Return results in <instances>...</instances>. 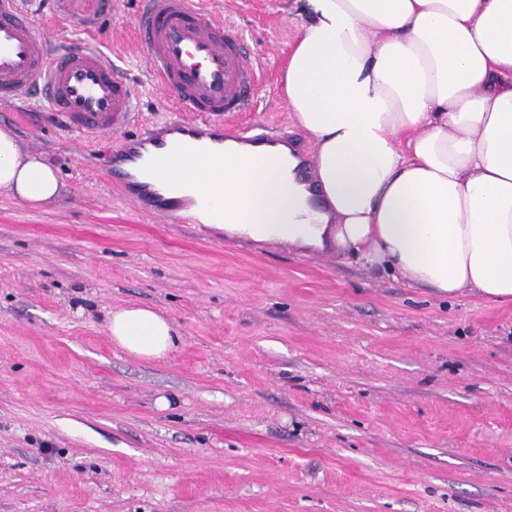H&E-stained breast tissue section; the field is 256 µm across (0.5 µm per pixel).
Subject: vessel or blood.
<instances>
[{
	"label": "vessel or blood",
	"instance_id": "b4317fda",
	"mask_svg": "<svg viewBox=\"0 0 512 512\" xmlns=\"http://www.w3.org/2000/svg\"><path fill=\"white\" fill-rule=\"evenodd\" d=\"M137 29L146 68L174 92L172 117L112 148L110 176L120 195L167 224L202 223L201 201L151 179L150 160L171 153L203 157L220 176L224 120L257 108L259 77L239 27L208 0H145ZM24 101L78 137H109L136 122L139 97L110 54L51 46L33 27L25 0H0V102ZM246 144H285L288 132L239 131Z\"/></svg>",
	"mask_w": 512,
	"mask_h": 512
}]
</instances>
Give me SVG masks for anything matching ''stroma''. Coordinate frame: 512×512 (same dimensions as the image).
Instances as JSON below:
<instances>
[{
  "instance_id": "35a3bbf8",
  "label": "stroma",
  "mask_w": 512,
  "mask_h": 512,
  "mask_svg": "<svg viewBox=\"0 0 512 512\" xmlns=\"http://www.w3.org/2000/svg\"><path fill=\"white\" fill-rule=\"evenodd\" d=\"M35 30L119 58L142 119V0H41ZM264 66L235 126L297 127L291 0H211ZM57 199L0 191V512H512V304L370 275L350 256L228 244L123 200L112 144L0 104ZM153 308L167 358L129 355L112 311Z\"/></svg>"
}]
</instances>
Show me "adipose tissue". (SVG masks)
Returning <instances> with one entry per match:
<instances>
[{
    "label": "adipose tissue",
    "mask_w": 512,
    "mask_h": 512,
    "mask_svg": "<svg viewBox=\"0 0 512 512\" xmlns=\"http://www.w3.org/2000/svg\"><path fill=\"white\" fill-rule=\"evenodd\" d=\"M284 92L313 145L319 202L287 146L224 143V176L172 157L155 178L204 192L229 242L350 254L377 274L456 298L512 303V0H293ZM0 190L54 198L47 163L0 129ZM128 354L163 359L180 337L156 311L108 321Z\"/></svg>",
    "instance_id": "obj_1"
}]
</instances>
